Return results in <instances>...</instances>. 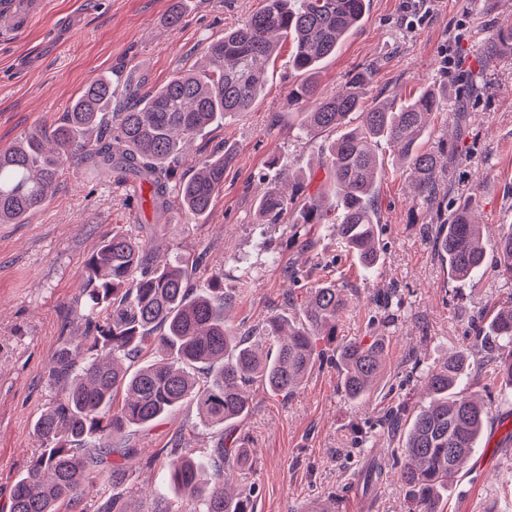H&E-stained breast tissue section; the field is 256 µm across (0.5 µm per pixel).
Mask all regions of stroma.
I'll return each mask as SVG.
<instances>
[{
  "label": "stroma",
  "mask_w": 512,
  "mask_h": 512,
  "mask_svg": "<svg viewBox=\"0 0 512 512\" xmlns=\"http://www.w3.org/2000/svg\"><path fill=\"white\" fill-rule=\"evenodd\" d=\"M264 6V0H46L25 29L0 16V148L40 125L59 122L86 84L100 75L151 90L175 73L198 71L208 43ZM179 14L177 25L169 17ZM512 28V0H369L361 26L320 66L318 92L336 95L368 73L365 106L411 100L425 88H446L430 117L424 146L446 147L440 173L449 203L472 204L487 242L512 224V50L495 42ZM279 42L260 98L197 136L178 169L191 176L216 148L233 156L224 187L200 219L171 210L155 217L138 192L84 164L65 167L53 193L24 224H0V508L38 452L33 422L57 394L49 381L53 354L83 343L80 316L84 266L101 241L119 231L146 241L159 263L192 266L195 286L223 275L230 317L241 331L261 329L274 315L291 317L310 285L333 279L351 308L335 338H321L317 362L289 398L252 388L248 417L231 430L252 450L253 512H295L298 500L328 497L347 512H408L396 476L402 440L380 424L390 408L415 413L426 402L421 371L470 349L465 393L482 397L488 418L466 467L448 485L445 512H512V388L496 360L474 349L480 312L512 300L494 262L472 279L452 281L435 254L434 209L418 204L389 144H379L383 176L376 226L382 261L367 274L326 225L308 245L285 223H260L256 203L280 169L302 175L303 192L327 177L322 154L333 131H299L301 104L290 92L301 76ZM299 270L292 280L291 270ZM353 338L381 339L387 368L363 402L345 399L334 356ZM219 430L200 425L193 403L138 429L131 443L144 454L189 448L208 457ZM128 512H189L168 486L161 464L138 470L122 491Z\"/></svg>",
  "instance_id": "35a3bbf8"
}]
</instances>
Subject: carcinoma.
Instances as JSON below:
<instances>
[{
	"label": "carcinoma",
	"instance_id": "carcinoma-1",
	"mask_svg": "<svg viewBox=\"0 0 512 512\" xmlns=\"http://www.w3.org/2000/svg\"><path fill=\"white\" fill-rule=\"evenodd\" d=\"M366 0H265L262 10L224 31L207 46L209 70L178 72L166 84L142 92L129 83L118 94L112 78L92 79L59 124L26 134L0 150V224H24L45 202L65 166L80 161L119 182H132L141 203L154 213L177 207L191 218L205 214L223 188L230 155L217 150L200 161L187 180L176 170L192 140L227 116L249 111L260 97L275 42L294 45L290 66L305 76L293 96L311 103L300 129L350 126L328 149L332 183L328 191L341 213L331 228L336 239L367 271L381 261L374 225L380 223L376 190L382 175L378 142L392 144L411 179L419 204L444 215L435 244L448 275L457 281L475 276L487 260L479 225L470 206L448 208L437 176L441 151L426 150L427 117L437 110L442 90L426 88L412 100L382 101L362 109L366 77L350 78L333 97H320L316 77L321 62L336 54L343 40L363 22ZM285 171L257 202L264 224H277L292 204L301 206V224H323L321 200L286 197ZM494 262L512 281V227L492 248ZM88 335L83 347H64L50 375L64 382L61 395L33 425L38 453L14 485L9 512H60L82 501L86 487L101 486L97 512H127L118 494L140 463L163 458L172 486L193 512H250L251 492H235L233 479L251 469V449L214 450L211 466L185 448H159L145 458L141 449L122 446L126 432L170 416L195 403L201 423L224 429L250 409L247 388L259 381L275 395L289 397L313 369L317 340L336 336L350 300L334 282L317 283L296 308L293 322L273 316L257 334H238L226 319L229 294L221 276L196 288L188 267L156 265L147 245L116 232L106 237L86 263L83 288ZM475 342L508 349L499 373L512 378V301L499 308L488 328L476 329ZM150 343L152 361L137 358ZM340 389L358 402L369 395L385 371L381 342L351 339L337 353ZM463 351L425 372L428 402L406 427L398 480L415 504L414 512H442L440 498L477 448L488 417L477 397L460 390L467 376ZM123 405L112 408L118 392ZM118 458L107 461V456Z\"/></svg>",
	"mask_w": 512,
	"mask_h": 512
}]
</instances>
